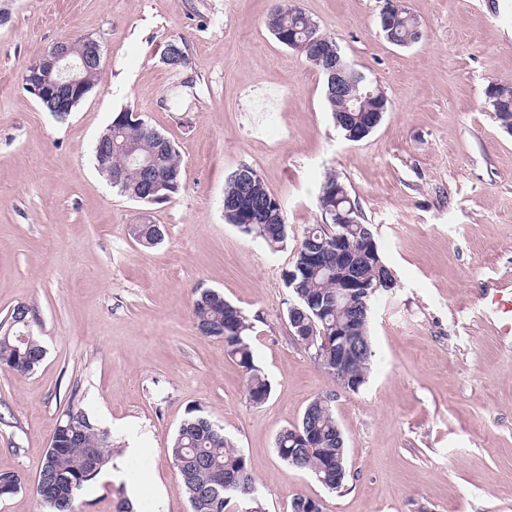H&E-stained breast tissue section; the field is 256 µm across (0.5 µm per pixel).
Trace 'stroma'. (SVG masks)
I'll list each match as a JSON object with an SVG mask.
<instances>
[{
  "mask_svg": "<svg viewBox=\"0 0 512 512\" xmlns=\"http://www.w3.org/2000/svg\"><path fill=\"white\" fill-rule=\"evenodd\" d=\"M387 0H299L321 34L383 91L389 110L358 142L337 131L324 78L279 43L274 0H0V320L25 305L46 354L0 370V472L19 490L0 512H46L35 481L71 398L111 430L115 467L78 492L80 512H121L130 486L149 512H190L171 445L192 407L244 455L265 512L302 494L322 512H512V341L483 317L487 280L512 284V133L486 101L512 87V0H405L421 39L389 43ZM102 49L71 112L43 109L24 72L63 38ZM187 43L188 64L163 61ZM130 110L182 158L183 187L143 204L94 163ZM248 166L284 207L278 248L224 220L228 176ZM336 174L373 225L396 286L375 307L374 353L357 393L337 389L291 333L283 274L317 196ZM166 233L143 250L131 224ZM221 291L252 323L260 405L192 301ZM335 411L354 478L338 492L288 466L275 438L319 394ZM140 455L125 460L128 446Z\"/></svg>",
  "mask_w": 512,
  "mask_h": 512,
  "instance_id": "obj_1",
  "label": "stroma"
}]
</instances>
